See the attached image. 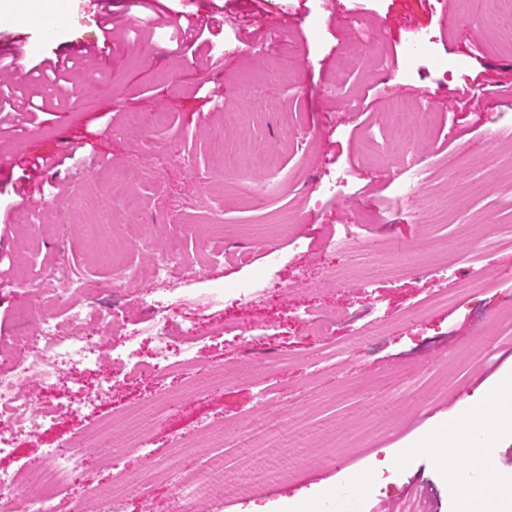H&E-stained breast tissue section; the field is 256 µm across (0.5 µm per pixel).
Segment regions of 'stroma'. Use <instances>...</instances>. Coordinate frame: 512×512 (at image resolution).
<instances>
[{
	"mask_svg": "<svg viewBox=\"0 0 512 512\" xmlns=\"http://www.w3.org/2000/svg\"><path fill=\"white\" fill-rule=\"evenodd\" d=\"M327 14L325 0H200L212 15L208 43L175 47L165 26L187 0H156L144 29L124 24L104 38L98 0H70L69 21L52 39L30 29L11 0H0V22L55 57L86 41L101 42L72 79L73 89L37 123L17 117L21 133L0 136V255L11 277L0 284V350L30 332L32 307L69 301L73 268L84 271L88 300L116 304L148 322L144 273L158 252L171 254L176 286L185 294L175 324L212 330L197 346L196 369L157 382L116 378L110 397L68 413L70 390L40 405L44 435H14V453L0 464L19 468L44 449L84 443L90 462L58 499L73 506L85 487L111 481L92 457L97 425L170 396L174 413L150 434L149 452L125 451L121 470L140 490L121 512H192L174 502V483L223 454L234 477L271 466L296 475L265 480L217 500L211 512H492L464 500L448 475L468 466L458 452L421 445L431 429L512 374V329H490L512 305V239L496 227L512 222V173L489 181L492 155L512 156V50L492 27L488 0H343ZM376 27L348 70L340 54L352 39L348 9ZM263 25H248L255 14ZM432 40L425 53H401L414 31ZM236 49L228 53L225 42ZM381 51L398 53L384 72ZM492 86L474 111H454L466 76ZM447 94L418 149L426 189L415 202L397 199L384 128L393 104L423 93ZM357 111L343 104L349 95ZM141 118L130 126V115ZM276 157L257 169L256 191L224 173L225 140ZM74 149L60 170L24 180L37 154ZM355 168L354 202L321 196L329 175ZM131 186L140 209L124 211ZM285 224L275 246L284 261L267 271L255 241L264 225ZM352 237L344 251L334 242ZM493 239L486 248L485 239ZM484 281L475 293L440 281L442 269ZM273 274L280 305L256 299L245 313L255 331L232 329V317L211 305L214 291ZM51 282L39 296L32 284ZM454 290L432 302L436 286ZM335 308L345 318L330 334L313 336L303 323ZM277 402L266 407L263 391ZM224 433L223 447L200 434ZM492 434L504 497L512 498V412L493 415Z\"/></svg>",
	"mask_w": 512,
	"mask_h": 512,
	"instance_id": "1",
	"label": "stroma"
}]
</instances>
